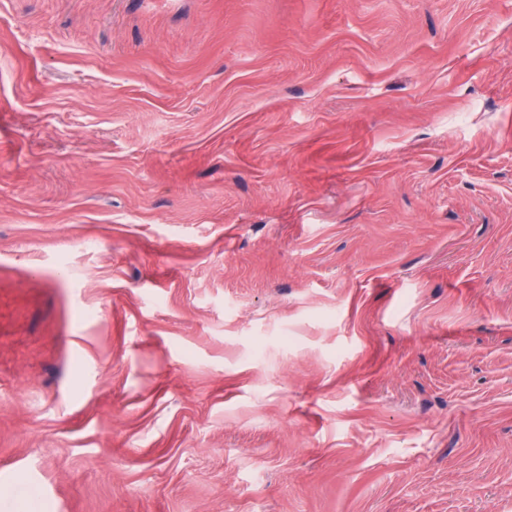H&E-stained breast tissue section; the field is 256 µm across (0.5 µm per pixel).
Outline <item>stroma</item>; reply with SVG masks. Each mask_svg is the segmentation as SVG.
<instances>
[{
	"mask_svg": "<svg viewBox=\"0 0 512 512\" xmlns=\"http://www.w3.org/2000/svg\"><path fill=\"white\" fill-rule=\"evenodd\" d=\"M0 512H512V0H0Z\"/></svg>",
	"mask_w": 512,
	"mask_h": 512,
	"instance_id": "obj_1",
	"label": "stroma"
}]
</instances>
